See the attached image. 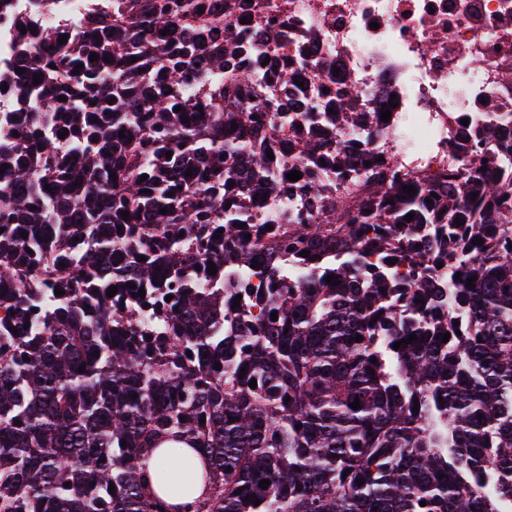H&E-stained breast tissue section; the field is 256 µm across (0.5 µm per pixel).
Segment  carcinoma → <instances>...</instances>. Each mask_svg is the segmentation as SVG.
<instances>
[{
	"label": "carcinoma",
	"instance_id": "cac0c4a2",
	"mask_svg": "<svg viewBox=\"0 0 512 512\" xmlns=\"http://www.w3.org/2000/svg\"><path fill=\"white\" fill-rule=\"evenodd\" d=\"M124 9L88 36L60 44L51 30L45 46L17 55L16 67L41 83L27 91L31 127L0 150V512L512 506V169L489 177L462 163L430 204L431 190L406 193L401 174L379 164L371 194L351 199L386 225L377 240L314 218L279 230L285 248L318 260L342 246L329 271L338 284H281L273 270V287L247 300L249 311L223 310L224 282L199 288L198 275L212 263L247 268L272 249L246 239L250 215L232 188L273 183L272 160L251 148L248 130L279 135L288 113L273 104L224 111L225 81L263 74L230 64L236 45L212 37L195 0H127ZM133 56L147 64L138 89L125 91ZM204 60L213 79L191 95L184 85ZM295 80L286 69L276 78L300 110ZM355 95L345 87L332 122L358 123ZM315 151L310 139L288 140L297 158ZM307 194L309 209H336L318 180ZM408 213L413 224L440 225L448 268L460 273L459 312L440 310L442 290L420 272L439 243L413 242ZM368 247L407 266L405 285L361 274L355 256ZM159 447L171 464L158 496L146 474ZM479 473L488 492L462 491ZM201 482L209 493L197 504L165 502Z\"/></svg>",
	"mask_w": 512,
	"mask_h": 512
}]
</instances>
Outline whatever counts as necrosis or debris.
Instances as JSON below:
<instances>
[{"label":"necrosis or debris","mask_w":512,"mask_h":512,"mask_svg":"<svg viewBox=\"0 0 512 512\" xmlns=\"http://www.w3.org/2000/svg\"><path fill=\"white\" fill-rule=\"evenodd\" d=\"M223 6L224 28L242 61L272 73L285 68L301 81L311 112L338 109V91L353 82L352 109L365 123L340 131L322 124L302 134L320 144L310 158L288 155V139H256L272 150L278 180L300 171L294 190L255 186L239 201L260 232L287 223L303 203L307 179L330 173L331 198L346 204L367 176L333 174L332 141L345 144L354 165L393 161L412 180L434 189L459 160L472 158L471 139L495 124L512 140V0H204ZM101 15L94 0H0V66L45 30L87 28ZM391 118L382 121L384 104Z\"/></svg>","instance_id":"obj_1"}]
</instances>
